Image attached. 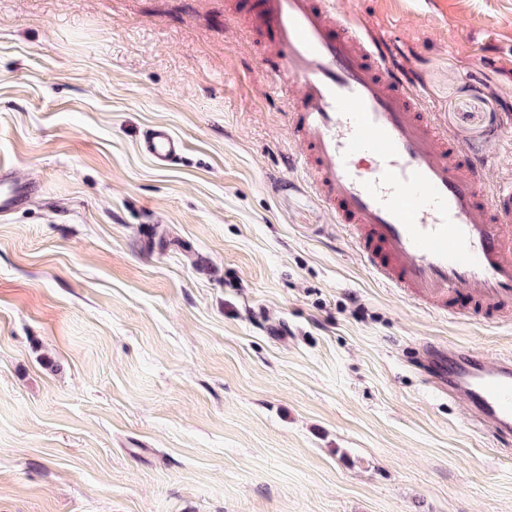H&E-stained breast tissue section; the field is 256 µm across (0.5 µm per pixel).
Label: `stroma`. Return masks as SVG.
Here are the masks:
<instances>
[{
	"instance_id": "obj_1",
	"label": "stroma",
	"mask_w": 512,
	"mask_h": 512,
	"mask_svg": "<svg viewBox=\"0 0 512 512\" xmlns=\"http://www.w3.org/2000/svg\"><path fill=\"white\" fill-rule=\"evenodd\" d=\"M236 2L0 0V165L36 188L0 214V512H512V451L424 356H512V308L375 279ZM337 7L512 174V0ZM141 149L155 164L168 166L180 156L183 144L166 126L157 125L147 131Z\"/></svg>"
}]
</instances>
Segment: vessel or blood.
<instances>
[{"label": "vessel or blood", "instance_id": "vessel-or-blood-1", "mask_svg": "<svg viewBox=\"0 0 512 512\" xmlns=\"http://www.w3.org/2000/svg\"><path fill=\"white\" fill-rule=\"evenodd\" d=\"M245 15L289 79L288 131L302 146L289 168L353 239L382 284L435 308L477 298L486 321L512 307V176L489 183V157L441 127L395 46L374 37L335 0H243ZM141 148L155 164L183 150L167 127ZM30 183L0 173V212L16 209ZM435 381L503 442L512 441V358L460 346L439 352Z\"/></svg>", "mask_w": 512, "mask_h": 512}]
</instances>
